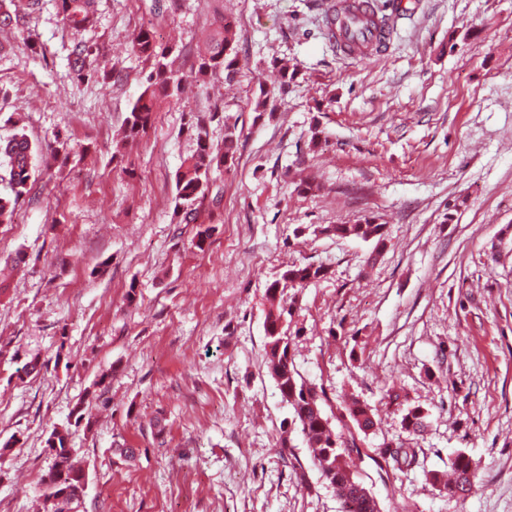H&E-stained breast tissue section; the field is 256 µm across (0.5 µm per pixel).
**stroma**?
I'll return each instance as SVG.
<instances>
[{
    "mask_svg": "<svg viewBox=\"0 0 512 512\" xmlns=\"http://www.w3.org/2000/svg\"><path fill=\"white\" fill-rule=\"evenodd\" d=\"M329 3L97 0L77 32L43 0L37 51L0 44V139L21 129L39 147L29 196L0 224V268L26 255L0 293V442L15 441L0 512H36L46 440L65 426L88 471L82 512H340L264 367L265 290L303 263L327 275L288 292L294 364L336 431L348 401L375 409L352 464L381 512H512V0H402L387 49L365 58L324 38ZM226 18L239 70L199 85ZM142 28L175 49L187 89L119 152L152 67L131 49ZM77 38L111 78L74 77ZM279 65L296 74L284 91ZM200 121L216 145L235 126L238 150L184 224L175 174ZM367 219L384 227L377 255L325 231ZM34 358L40 374L19 379ZM79 405L92 427L73 426ZM414 405L429 412L420 436L400 426ZM386 442L417 463L380 471ZM456 451L477 487L449 498L426 474Z\"/></svg>",
    "mask_w": 512,
    "mask_h": 512,
    "instance_id": "1",
    "label": "stroma"
}]
</instances>
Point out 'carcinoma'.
Returning a JSON list of instances; mask_svg holds the SVG:
<instances>
[{"label": "carcinoma", "mask_w": 512, "mask_h": 512, "mask_svg": "<svg viewBox=\"0 0 512 512\" xmlns=\"http://www.w3.org/2000/svg\"><path fill=\"white\" fill-rule=\"evenodd\" d=\"M39 8V0H25L21 8L16 0H0V29L16 31L23 43L33 52L35 45L29 42L28 25L33 13ZM368 3L346 4L336 9L331 4L324 14L325 34L329 39H336V20L339 13L348 12L351 19H357L356 13H367ZM58 13L65 24L79 31L88 27L94 17V0H58ZM399 15L385 13L377 18H370L368 24L374 26L389 39L394 32ZM232 25L224 22L209 39L207 52L201 57L198 77L224 76L231 80L237 71L238 54L233 46ZM132 51L138 56L152 62V71L147 85L135 100L125 120L124 142L135 141L144 136L152 127L157 104L160 99L179 93L182 76L174 67L171 59L173 48L162 47L148 29H141L132 41ZM99 47L82 39L73 42L70 50V63L74 75L82 80L92 74H102L103 78L112 77V72H100L92 67L98 60ZM197 148L183 159L176 174L175 209L182 213V222L191 224L196 220L197 206L208 196L210 189V172L213 168L225 166L226 160H235L237 137L233 133L225 135L224 144L214 145L208 139L206 128L196 126ZM34 147L24 134L0 140V182L4 191L0 192V224H8L19 203L28 194L33 172ZM324 232L338 237H353L374 243V248L384 247L383 225L370 219L360 224H337L324 228ZM326 275L321 266L300 264L289 266L281 278L272 282L266 290L268 307L265 311V358L267 373L274 380L277 390L288 407L292 410L291 424L297 426L304 435L307 446L313 455L314 464L323 479L336 490L342 512H380L379 502L365 480L353 470L347 461L351 453L359 451L355 441L347 440L343 434L336 432L330 418L324 413L321 399L295 369L291 354L288 330L293 316V304L284 300L281 290L284 288H303ZM348 417L355 427L366 434L377 426L374 409L365 403L353 402L348 409ZM428 413L420 406L407 407L401 419L403 432L420 435L427 428ZM417 449L399 445L387 449L382 457L391 460L394 468L401 470L415 464ZM452 477L440 472L430 473L432 485L441 494L453 496L458 492L470 493L476 488V472L472 459L464 452L457 453L450 462ZM45 490L42 512H74L82 504L86 483L83 468L74 461L72 450L61 448L53 455V462L47 477L42 479Z\"/></svg>", "instance_id": "carcinoma-1"}]
</instances>
